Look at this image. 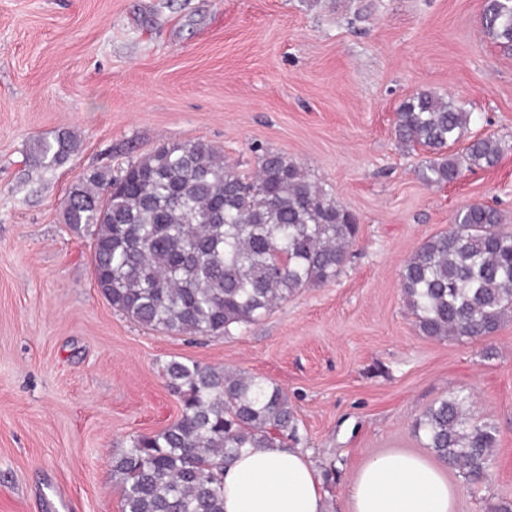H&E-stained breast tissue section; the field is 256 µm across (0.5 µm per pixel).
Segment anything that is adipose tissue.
I'll return each instance as SVG.
<instances>
[{
    "mask_svg": "<svg viewBox=\"0 0 512 512\" xmlns=\"http://www.w3.org/2000/svg\"><path fill=\"white\" fill-rule=\"evenodd\" d=\"M458 487L442 468L405 453L367 462L347 487L352 512H454ZM224 512H328L309 454L250 448L224 473Z\"/></svg>",
    "mask_w": 512,
    "mask_h": 512,
    "instance_id": "1",
    "label": "adipose tissue"
}]
</instances>
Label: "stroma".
Listing matches in <instances>:
<instances>
[{
  "instance_id": "1",
  "label": "stroma",
  "mask_w": 512,
  "mask_h": 512,
  "mask_svg": "<svg viewBox=\"0 0 512 512\" xmlns=\"http://www.w3.org/2000/svg\"><path fill=\"white\" fill-rule=\"evenodd\" d=\"M482 0H0V512H121L112 458L181 413L171 361L240 369L288 394L298 448L329 512L388 453L434 461L415 419L458 391L494 421L488 481L455 469V512L512 501V321L486 341L422 336L399 271L464 207L512 225V53L479 24ZM466 102L464 140L507 148L492 168L426 185L424 152L395 136L403 100ZM77 140L62 164L38 141ZM203 140L243 173L256 148L297 162L359 219L339 276L220 337L182 336L115 311L91 238L60 218L77 176L168 142ZM497 354L482 355L486 346Z\"/></svg>"
}]
</instances>
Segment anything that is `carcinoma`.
Returning <instances> with one entry per match:
<instances>
[{
	"mask_svg": "<svg viewBox=\"0 0 512 512\" xmlns=\"http://www.w3.org/2000/svg\"><path fill=\"white\" fill-rule=\"evenodd\" d=\"M480 24L512 50V0H483ZM472 120L465 103L434 91L399 105L398 142L432 154L421 171L427 185L499 162L506 145L493 136L455 150ZM75 148L63 133L40 143L38 154L50 167ZM62 219L75 230L93 228V274L113 309L185 336H230L335 279L358 232L356 216L287 156L266 150L257 172L245 176L202 140L163 145L115 175H79ZM399 278L422 335L488 338L512 317V230L497 208L469 205L406 259ZM165 373L181 414L161 431L134 436L113 457L122 512H224L226 466L246 448L298 441L288 394L245 371L194 361H172ZM469 405L470 395L454 393L413 428L439 461L477 487L490 475L500 430L473 420Z\"/></svg>",
	"mask_w": 512,
	"mask_h": 512,
	"instance_id": "1",
	"label": "carcinoma"
}]
</instances>
